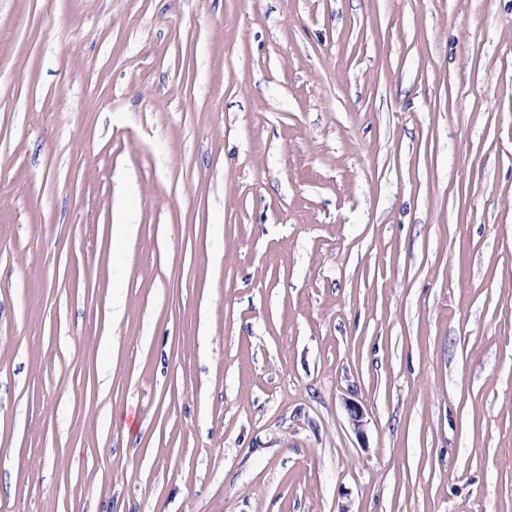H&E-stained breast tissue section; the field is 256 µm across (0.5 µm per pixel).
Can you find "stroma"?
<instances>
[{"mask_svg": "<svg viewBox=\"0 0 512 512\" xmlns=\"http://www.w3.org/2000/svg\"><path fill=\"white\" fill-rule=\"evenodd\" d=\"M0 512H512V0H0Z\"/></svg>", "mask_w": 512, "mask_h": 512, "instance_id": "1", "label": "stroma"}]
</instances>
